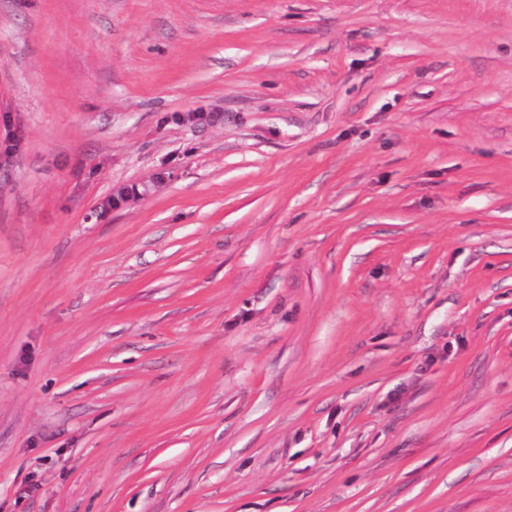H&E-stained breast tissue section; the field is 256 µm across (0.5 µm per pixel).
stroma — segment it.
Returning <instances> with one entry per match:
<instances>
[{"label": "stroma", "instance_id": "35a3bbf8", "mask_svg": "<svg viewBox=\"0 0 512 512\" xmlns=\"http://www.w3.org/2000/svg\"><path fill=\"white\" fill-rule=\"evenodd\" d=\"M0 512H512V0H0Z\"/></svg>", "mask_w": 512, "mask_h": 512}]
</instances>
